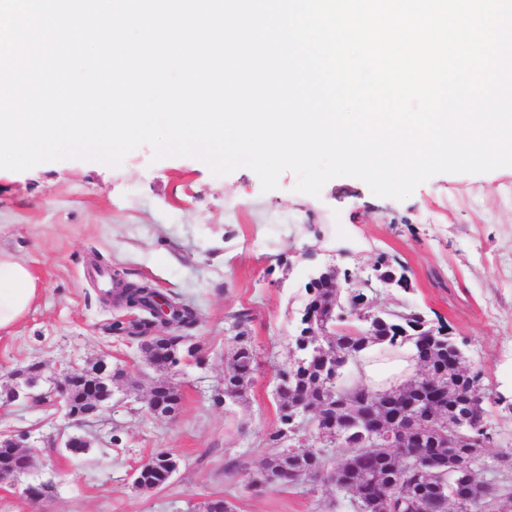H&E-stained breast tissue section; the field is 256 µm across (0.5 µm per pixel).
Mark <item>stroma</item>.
Returning a JSON list of instances; mask_svg holds the SVG:
<instances>
[{"instance_id":"stroma-1","label":"stroma","mask_w":512,"mask_h":512,"mask_svg":"<svg viewBox=\"0 0 512 512\" xmlns=\"http://www.w3.org/2000/svg\"><path fill=\"white\" fill-rule=\"evenodd\" d=\"M283 172L263 191L241 167L214 175L191 157L155 159L150 145L116 167L64 159L0 171V249L25 263L41 290L27 314L0 333V439L27 436L32 468L0 482V512H353L329 485L259 488L250 481L279 426L275 373L293 338L312 267L371 274L380 258L404 267L408 289L377 286V308L444 323L471 370L512 402V167L438 173L399 201L337 177L319 196L296 192ZM190 303L199 358L168 372L150 367L114 322L136 311L105 303L113 275ZM248 312L244 327L236 314ZM246 332L261 367L243 399L224 402L226 358ZM104 363L119 377L112 403L76 423L56 402L67 368ZM42 367L38 396L11 400L15 372ZM177 383L174 416L148 412L157 380ZM88 440L82 454L64 446ZM166 450L179 469L158 489L138 490L133 469ZM236 458L239 470L225 473ZM43 484L32 502L25 489Z\"/></svg>"}]
</instances>
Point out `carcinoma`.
Here are the masks:
<instances>
[{"instance_id": "1", "label": "carcinoma", "mask_w": 512, "mask_h": 512, "mask_svg": "<svg viewBox=\"0 0 512 512\" xmlns=\"http://www.w3.org/2000/svg\"><path fill=\"white\" fill-rule=\"evenodd\" d=\"M154 291L145 285L130 289L129 297L137 309L146 313L128 331L130 335H145L154 329L152 314ZM180 327L190 329L197 323L195 309L177 298H170ZM310 304L314 310L313 321L323 319V310L332 305L329 290L316 285L311 289ZM350 314L330 320V336H302L294 339L295 353L288 368L276 372L277 383L274 395L278 402L280 426L269 440L278 446L289 445L265 458L261 468L266 480L278 481L283 473L288 474V485H303L326 478L335 471L332 485L339 492L351 495L354 512H411L413 500L423 494L428 512H470L471 506L461 504L449 494L448 483L459 482L470 475L471 448H406L397 453L391 448H381L369 443V433L384 420L399 430L401 437L415 443L419 437L428 444L432 439L460 440L469 432L448 424L455 418L456 405L461 400L472 404L474 421L486 417V403L490 389L483 384L481 373L454 372L448 362L454 356L457 342L451 336H403L401 332H415L420 328H432L430 321L419 313L388 312L383 320L363 322L354 327ZM182 335L173 334L154 341L145 350L146 362L155 368L175 367L173 357L184 358ZM380 345L397 351L411 345L416 358L424 369V375L409 380L389 395L374 392L359 383L343 381L345 370L352 368L362 373L364 353L372 346ZM232 363L224 372V394L238 399L253 379L259 363L246 336H238L231 350ZM436 378L448 387L447 415L439 418L434 428L423 433L412 426L413 416L392 406L399 399L416 406L424 413L431 409L435 392L429 387L426 376ZM157 399L162 402L180 400L178 390L170 382L154 387ZM386 404L383 411H371L373 402ZM336 403V432L340 438L336 443V458L313 452L297 444L299 437H289L293 426V407L304 404L319 407ZM497 469L506 478L496 483L497 489L490 512H506L512 504V448L502 451L497 457Z\"/></svg>"}]
</instances>
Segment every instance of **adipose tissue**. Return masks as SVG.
I'll return each mask as SVG.
<instances>
[{
    "label": "adipose tissue",
    "instance_id": "ef3b65f1",
    "mask_svg": "<svg viewBox=\"0 0 512 512\" xmlns=\"http://www.w3.org/2000/svg\"><path fill=\"white\" fill-rule=\"evenodd\" d=\"M40 286L30 269L0 252V331L11 329L28 311ZM415 365L409 358L372 356L364 361L365 384L374 390L399 385Z\"/></svg>",
    "mask_w": 512,
    "mask_h": 512
}]
</instances>
